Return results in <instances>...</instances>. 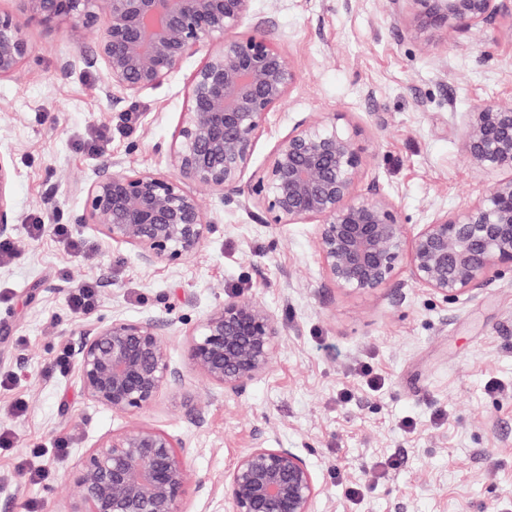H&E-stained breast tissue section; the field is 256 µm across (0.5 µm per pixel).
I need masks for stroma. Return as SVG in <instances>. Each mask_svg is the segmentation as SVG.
<instances>
[{"label":"stroma","mask_w":512,"mask_h":512,"mask_svg":"<svg viewBox=\"0 0 512 512\" xmlns=\"http://www.w3.org/2000/svg\"><path fill=\"white\" fill-rule=\"evenodd\" d=\"M301 76L285 106L270 112L241 182L249 189L277 142L303 118L342 111L356 131L369 173L396 201L407 224L437 210L471 204L493 182L459 151L460 119L486 100H512L508 18L485 32H398L388 0H255ZM35 52L19 77L0 81V154L15 171V254L0 261V512H69L77 500L78 457L130 421L183 439L181 461L204 484L189 490L187 512H224V472L263 441L295 449L310 464L322 494L316 512H512V271L472 298L444 299L412 282L400 263L393 284L369 293L337 288L319 260L311 224H261L252 211L199 197L220 229L193 258L143 268L133 248L81 221L85 188L119 165L166 173L169 148L203 54L187 58L160 86L136 99L104 91L85 59L97 30L70 34L31 25ZM71 60V73L61 69ZM110 135L98 152L81 142ZM73 225L91 245L65 250L52 234L32 237L35 219ZM99 286L92 320L169 314L166 339L183 387L135 416L95 406L76 369L49 375L61 342L76 344L84 322L68 312L69 293ZM235 295L263 304L284 328L270 371L242 396L195 373L187 342L203 318ZM368 366L382 386L371 390L356 371ZM201 402L194 420L185 401ZM26 406L14 414L16 403ZM412 428H404V421ZM67 435L66 455L51 454ZM34 448L49 477L35 484L21 466ZM396 459L397 468L376 465ZM366 488L362 500L350 484Z\"/></svg>","instance_id":"obj_1"}]
</instances>
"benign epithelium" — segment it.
<instances>
[{
	"mask_svg": "<svg viewBox=\"0 0 512 512\" xmlns=\"http://www.w3.org/2000/svg\"><path fill=\"white\" fill-rule=\"evenodd\" d=\"M27 24L96 28L86 63L100 66L104 87L136 98L168 80L205 49L194 72L181 124L170 146L172 172L115 168L88 187L84 221L136 250L149 268L187 259L219 228L189 190L208 188L225 203L259 207L262 224H315L321 264L338 288L371 292L388 284L402 260L410 277L445 298L475 296L490 272L512 267V175L492 183L472 204L435 212L412 231L394 199L369 177L357 132L342 112L303 119L280 139L246 198L240 183L267 115L300 79L298 65L276 48L253 0H19ZM405 4L414 31L451 44L484 31L505 0H393ZM25 24V25H27ZM253 34L243 36L244 25ZM25 25L0 11V80L16 77L35 49ZM460 151L477 172L512 171V102L487 101L461 118ZM14 169L0 156V237L17 215ZM158 315L96 321L74 352L84 395L99 407L133 415L183 381ZM283 327L262 304L230 296L188 341L193 371L226 396H240L272 367ZM186 443L167 431L131 422L77 460L79 498L71 512H186L190 487L202 481L179 459ZM322 488L292 448L245 451L224 472L226 512H315Z\"/></svg>",
	"mask_w": 512,
	"mask_h": 512,
	"instance_id": "obj_1",
	"label": "benign epithelium"
}]
</instances>
